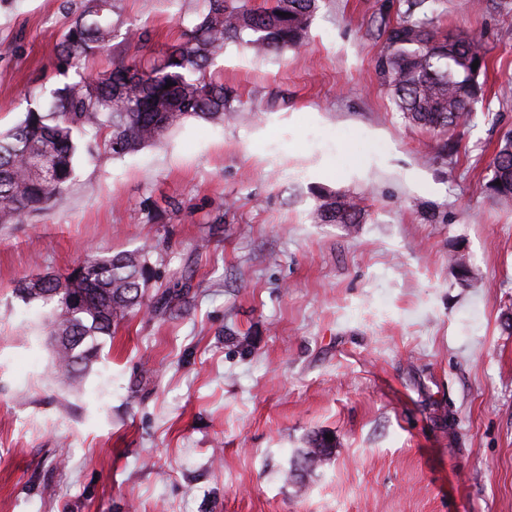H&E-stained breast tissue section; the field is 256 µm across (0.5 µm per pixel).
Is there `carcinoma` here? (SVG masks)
Wrapping results in <instances>:
<instances>
[{
    "label": "carcinoma",
    "mask_w": 512,
    "mask_h": 512,
    "mask_svg": "<svg viewBox=\"0 0 512 512\" xmlns=\"http://www.w3.org/2000/svg\"><path fill=\"white\" fill-rule=\"evenodd\" d=\"M404 16L387 31V52L378 68L394 104L410 123L449 130L469 117L467 106L482 95L480 74L487 68L482 36H439L433 18L415 16L425 0H406ZM204 9L180 43L159 62L121 65L87 77L85 60L112 42L114 0H84L56 49V70L66 78L39 97L26 98L23 118L0 136V224H16L62 193L74 176L79 150L77 134H105L104 146L114 157L133 154L160 141L193 117L224 123L231 111L229 93L213 81L208 68L227 43H238L256 55L303 45L320 0H271L254 9L243 0H203ZM286 16H281V13ZM477 69H472L474 62ZM512 137L504 136L485 184L489 195L512 201ZM361 209L353 200L322 197L315 212L321 224H357ZM149 277L144 250L87 255L67 274H38L20 282L28 301L54 303L49 324L67 336L56 351L58 369L76 378L96 358L97 337L112 335V326L144 307L142 283ZM80 288L91 301L70 308L49 291ZM323 435L309 440L302 452L305 467L333 453Z\"/></svg>",
    "instance_id": "carcinoma-1"
}]
</instances>
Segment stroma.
I'll return each mask as SVG.
<instances>
[{
	"label": "stroma",
	"instance_id": "1",
	"mask_svg": "<svg viewBox=\"0 0 512 512\" xmlns=\"http://www.w3.org/2000/svg\"><path fill=\"white\" fill-rule=\"evenodd\" d=\"M401 2L322 0L264 58L226 45L209 73L237 121L119 158L85 135L68 187L0 224V512H512V203L484 189L512 131V0L432 2L438 32L489 49L449 132L406 121L379 73ZM79 7L0 0V132L57 83ZM201 9L116 0L88 69L153 60ZM324 193L361 222L316 223ZM141 248L145 306L60 379L18 280ZM317 434L333 455L298 470Z\"/></svg>",
	"mask_w": 512,
	"mask_h": 512
}]
</instances>
